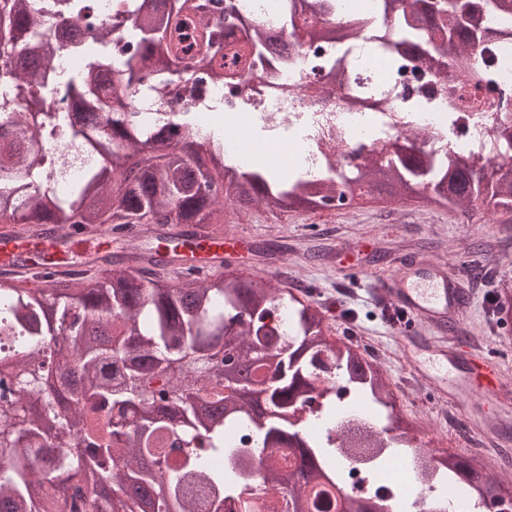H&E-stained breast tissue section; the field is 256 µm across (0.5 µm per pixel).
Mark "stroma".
Here are the masks:
<instances>
[{
  "instance_id": "stroma-1",
  "label": "stroma",
  "mask_w": 512,
  "mask_h": 512,
  "mask_svg": "<svg viewBox=\"0 0 512 512\" xmlns=\"http://www.w3.org/2000/svg\"><path fill=\"white\" fill-rule=\"evenodd\" d=\"M225 210V233L238 232L252 240L237 268L245 276L326 305L337 338L363 344L404 413L425 423L418 445L430 443L460 453L458 441L466 436L465 405L435 400L402 353L405 336L420 343L425 330L415 322L404 327L389 320L370 290L374 276L394 273L398 258L414 256L456 269L465 260L454 248L459 240L486 250L496 275L480 280L471 292L462 326L470 347L492 358L503 377L512 381V322H489L486 303L496 277L512 279V248L503 251L498 246V229L512 225V215L463 207L425 211L409 201L383 209L367 205L285 214L264 206L242 212L229 204Z\"/></svg>"
}]
</instances>
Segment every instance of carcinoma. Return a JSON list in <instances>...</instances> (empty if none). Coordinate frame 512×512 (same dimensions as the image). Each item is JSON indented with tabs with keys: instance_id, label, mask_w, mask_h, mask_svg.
Here are the masks:
<instances>
[{
	"instance_id": "obj_1",
	"label": "carcinoma",
	"mask_w": 512,
	"mask_h": 512,
	"mask_svg": "<svg viewBox=\"0 0 512 512\" xmlns=\"http://www.w3.org/2000/svg\"><path fill=\"white\" fill-rule=\"evenodd\" d=\"M379 0L390 23L389 65L430 63L444 83L479 86L491 70L471 51L512 39V0ZM340 0H276L282 27L307 14H332ZM208 0H128L112 24L82 25L90 0H0V221L38 237L79 226L88 235L137 227L156 234L185 227L166 245L87 258L71 278H0V512H308L299 490L340 488L345 470L336 449L344 408L331 384L315 385L321 354L351 391L385 411L389 448L414 445L417 422L404 418L376 362L349 342L329 341L325 313L280 288L226 273L228 265L177 271L178 246L223 234L224 207L263 203L281 213L317 209L335 197L363 204L418 199L427 207H488L512 213V126L492 129L497 161L442 156L413 146L383 148L361 167L341 163L312 190L307 173L283 177L226 163L224 130L197 125L189 104L139 111L147 94L186 81L173 53V17L193 11L203 21L195 65L215 84L274 75L291 64L282 34L257 29L224 41ZM59 17L51 33L44 15ZM372 26L358 14L340 31L308 29L311 40L351 41ZM130 33L137 49L115 57L108 38ZM77 50L86 64L61 72L54 57ZM60 88L67 112L48 105ZM79 148L93 159L66 195L45 141ZM512 320V280L489 301ZM246 430L264 482L290 491L288 501L250 492L236 479L244 452H232L227 430ZM289 448L295 464L273 462ZM434 483L455 484L484 512L512 499V481L489 477L473 457L436 461ZM341 512H385L377 495L341 497Z\"/></svg>"
}]
</instances>
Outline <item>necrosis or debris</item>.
Wrapping results in <instances>:
<instances>
[{"label": "necrosis or debris", "instance_id": "1", "mask_svg": "<svg viewBox=\"0 0 512 512\" xmlns=\"http://www.w3.org/2000/svg\"><path fill=\"white\" fill-rule=\"evenodd\" d=\"M251 6L243 18L248 26L284 29L294 46V61L280 71L278 86L274 89L255 84L235 87L228 84L208 88L202 98L196 99L200 127H207V112L214 101L224 103V128L228 138H238L240 130L269 146L287 143V167H302L308 175L323 174L335 160L343 164L364 162L375 150L390 146L404 132L423 130L428 139L422 140L425 150L438 153L468 150L490 158L489 130L499 112L512 110V43L497 49H482L481 57L491 58L495 67L493 86L478 89L473 84L456 80L454 87L438 85L432 95L417 93L416 88L425 77L423 64L407 65L401 73L388 69L385 55L377 43L361 39L348 48L337 44L303 43L296 27L283 28L279 13L272 9L270 0H250ZM201 21L194 12L181 13L173 22L171 37L186 72H193L194 57L199 50ZM338 56L350 78L343 85L322 88L314 76L316 67L328 57ZM375 87L384 105L378 111H366L351 106L364 85ZM455 97L465 125L456 129L449 125L441 102ZM342 427L354 434L355 445L342 449L338 463L354 470L355 478L376 476L388 496L389 512H406L412 494L432 503L442 499L437 486L421 482L419 471L432 461L431 450H420L408 460L405 474L391 467L377 466L384 456L381 448L368 447L370 434L381 427L379 420L370 416L366 408L355 406L341 417Z\"/></svg>", "mask_w": 512, "mask_h": 512}]
</instances>
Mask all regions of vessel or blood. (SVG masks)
<instances>
[{"label":"vessel or blood","mask_w":512,"mask_h":512,"mask_svg":"<svg viewBox=\"0 0 512 512\" xmlns=\"http://www.w3.org/2000/svg\"><path fill=\"white\" fill-rule=\"evenodd\" d=\"M248 241L233 233L208 241L198 251L194 264L201 269L220 265L247 249ZM82 238L70 233L66 244L53 240L31 242L16 237L9 229L0 230V267L18 273L33 272L51 264L64 267L60 250L77 253ZM373 295L382 305L399 309L404 317L420 322L431 332L428 353L418 359L417 373L424 375L439 399L464 403L473 399L494 406L495 419H483L481 413L467 417L471 432L497 439L501 445L512 444V384L505 381L497 365L470 348L456 330L468 301L452 273L436 262L418 261L412 268L376 284Z\"/></svg>","instance_id":"b4317fda"}]
</instances>
